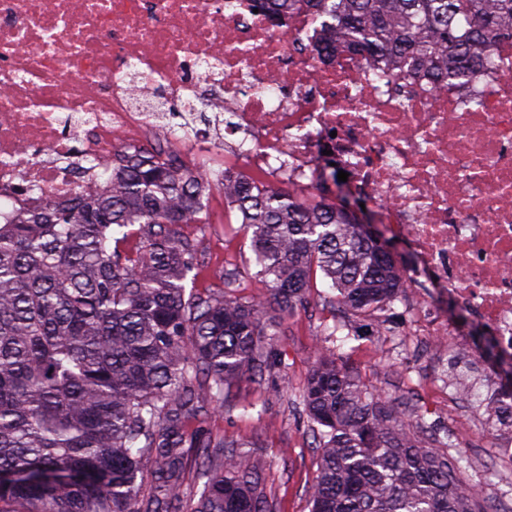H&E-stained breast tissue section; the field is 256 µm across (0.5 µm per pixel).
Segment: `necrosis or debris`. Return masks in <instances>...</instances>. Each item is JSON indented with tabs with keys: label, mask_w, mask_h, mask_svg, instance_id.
I'll use <instances>...</instances> for the list:
<instances>
[{
	"label": "necrosis or debris",
	"mask_w": 512,
	"mask_h": 512,
	"mask_svg": "<svg viewBox=\"0 0 512 512\" xmlns=\"http://www.w3.org/2000/svg\"><path fill=\"white\" fill-rule=\"evenodd\" d=\"M224 0H0V218L97 189L91 157L156 134L186 167L311 186L326 161L411 243L453 302L512 356V53L469 83L410 58L299 49ZM230 114L243 141L201 152L157 97ZM492 446L512 481V394Z\"/></svg>",
	"instance_id": "necrosis-or-debris-1"
}]
</instances>
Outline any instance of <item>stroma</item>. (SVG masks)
Instances as JSON below:
<instances>
[{
	"label": "stroma",
	"mask_w": 512,
	"mask_h": 512,
	"mask_svg": "<svg viewBox=\"0 0 512 512\" xmlns=\"http://www.w3.org/2000/svg\"><path fill=\"white\" fill-rule=\"evenodd\" d=\"M208 225H180L181 234L194 239L198 267L188 283L194 293L205 294L220 288L225 270L237 272L234 295L251 297L261 293L250 263V241L232 233L224 224V197H209ZM332 291L324 280H316L308 304L284 321L285 336L277 344L283 369L267 373L258 383L245 382L237 389L232 405L205 424L190 421V428L204 426L215 438L242 440L252 444L264 457L265 492L275 512H311L309 488L318 472V454L313 448L307 419L299 403L314 351L333 344L323 335V327L333 325L336 312ZM385 325L372 319L358 321L354 337L336 355L359 371L362 380L386 395L403 398L409 410L423 415L430 431L450 430L453 445L449 456H465L461 480L483 476L481 491L494 499L502 512H512V492L498 486L494 472L497 462L489 447L485 426L491 418L486 409H475L465 397H447L445 371L454 351L435 348L424 336L417 308L411 302L395 304ZM468 420L472 429L460 434L459 420Z\"/></svg>",
	"instance_id": "obj_1"
}]
</instances>
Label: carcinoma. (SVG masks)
<instances>
[{
	"label": "carcinoma",
	"instance_id": "1",
	"mask_svg": "<svg viewBox=\"0 0 512 512\" xmlns=\"http://www.w3.org/2000/svg\"><path fill=\"white\" fill-rule=\"evenodd\" d=\"M282 17L311 3L366 53L411 54L445 77L479 74L512 39V0H251ZM243 176L182 169L176 155L127 150L112 193L0 223V512H271L265 461L246 442L187 422L224 410L245 381L281 365L282 321L320 272L347 318L404 298L395 259L343 204ZM224 191L264 293L187 292L197 267L179 224H205ZM142 235L132 254L123 243ZM472 348L512 390L492 337ZM319 455L311 512H499L460 488L448 439L405 403L321 348L300 395ZM202 483L186 504L188 476Z\"/></svg>",
	"mask_w": 512,
	"mask_h": 512
}]
</instances>
